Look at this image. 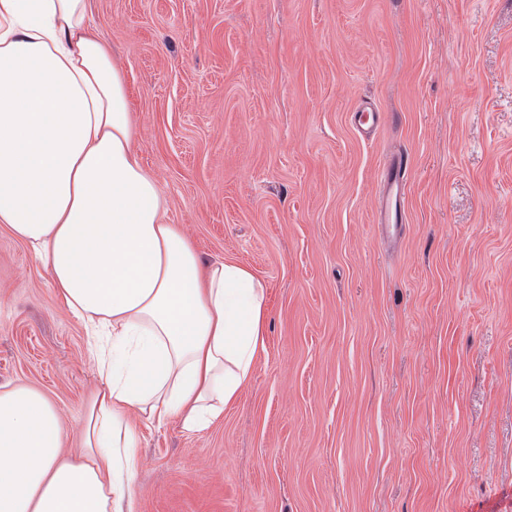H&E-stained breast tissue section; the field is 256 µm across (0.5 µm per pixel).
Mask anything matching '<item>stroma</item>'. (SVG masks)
Returning <instances> with one entry per match:
<instances>
[{"mask_svg":"<svg viewBox=\"0 0 512 512\" xmlns=\"http://www.w3.org/2000/svg\"><path fill=\"white\" fill-rule=\"evenodd\" d=\"M88 24L167 223L266 286L265 350L223 417L138 422L135 512H512V0H89ZM19 384L76 458L101 384L86 331L0 227V386ZM406 168V160L395 157L383 175L384 195L378 223L397 224L398 214L402 212L404 195L403 172Z\"/></svg>","mask_w":512,"mask_h":512,"instance_id":"35a3bbf8","label":"stroma"}]
</instances>
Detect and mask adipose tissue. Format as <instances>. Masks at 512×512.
I'll return each mask as SVG.
<instances>
[{"label":"adipose tissue","mask_w":512,"mask_h":512,"mask_svg":"<svg viewBox=\"0 0 512 512\" xmlns=\"http://www.w3.org/2000/svg\"><path fill=\"white\" fill-rule=\"evenodd\" d=\"M124 76L88 0H0V224L84 325L102 379L84 455L36 388H0V512H133L132 416L196 432L265 348V285L204 261L133 148Z\"/></svg>","instance_id":"ef3b65f1"}]
</instances>
